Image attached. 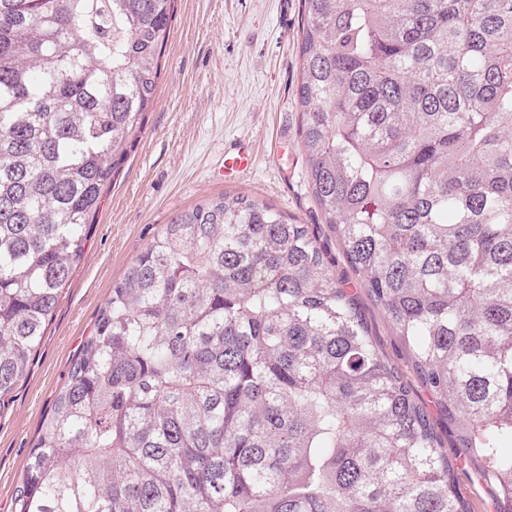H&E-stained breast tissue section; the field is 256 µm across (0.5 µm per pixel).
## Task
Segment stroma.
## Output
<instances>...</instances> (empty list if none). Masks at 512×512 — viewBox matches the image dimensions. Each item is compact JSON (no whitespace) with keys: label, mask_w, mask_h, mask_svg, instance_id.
I'll return each mask as SVG.
<instances>
[{"label":"stroma","mask_w":512,"mask_h":512,"mask_svg":"<svg viewBox=\"0 0 512 512\" xmlns=\"http://www.w3.org/2000/svg\"><path fill=\"white\" fill-rule=\"evenodd\" d=\"M301 36L300 0H176L144 132L101 202L24 378L0 409V512H14L37 431L113 283L176 214L224 192L253 196L309 225L377 343L406 367L398 337L346 264L308 188L297 96ZM235 151L250 153L252 168L224 178V157Z\"/></svg>","instance_id":"1"}]
</instances>
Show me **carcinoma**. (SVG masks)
Returning a JSON list of instances; mask_svg holds the SVG:
<instances>
[{"label":"carcinoma","mask_w":512,"mask_h":512,"mask_svg":"<svg viewBox=\"0 0 512 512\" xmlns=\"http://www.w3.org/2000/svg\"><path fill=\"white\" fill-rule=\"evenodd\" d=\"M176 0H0V406L153 109ZM301 148L345 257L226 193L112 287L15 512H512V0H302ZM465 471H460V488L464 497L468 499L474 508V512H494L491 503L486 501V496L483 493L479 483L475 480V475L467 466L461 465ZM471 475V477L469 476Z\"/></svg>","instance_id":"1"}]
</instances>
